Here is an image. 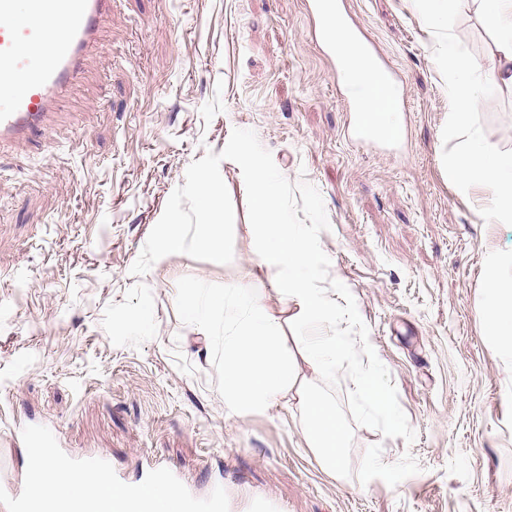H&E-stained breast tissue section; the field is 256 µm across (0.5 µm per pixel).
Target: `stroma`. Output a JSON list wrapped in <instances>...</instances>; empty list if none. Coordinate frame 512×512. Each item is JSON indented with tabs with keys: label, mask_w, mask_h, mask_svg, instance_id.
Wrapping results in <instances>:
<instances>
[{
	"label": "stroma",
	"mask_w": 512,
	"mask_h": 512,
	"mask_svg": "<svg viewBox=\"0 0 512 512\" xmlns=\"http://www.w3.org/2000/svg\"><path fill=\"white\" fill-rule=\"evenodd\" d=\"M396 71L401 147L352 148L336 65L307 0H116L82 81L50 130L0 151V512L31 485L13 429L42 430L113 482L147 461L224 512H512V355L484 330L486 258L512 257V224L489 222L484 190L460 193L448 160L471 135L512 151V89L467 125L448 124L442 44L486 63L495 33L479 0H448L433 26L421 0H344ZM253 130L292 183L321 194L329 276L352 293L417 437L354 426L353 475L309 448L302 384L319 381L294 334L295 380L261 412L229 411L211 344L175 309L176 283H244L282 302L256 254L240 167L220 164L235 211L227 264L171 254L130 268L186 169ZM385 465L368 470L372 458Z\"/></svg>",
	"instance_id": "35a3bbf8"
}]
</instances>
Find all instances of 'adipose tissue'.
Listing matches in <instances>:
<instances>
[{
	"label": "adipose tissue",
	"instance_id": "obj_1",
	"mask_svg": "<svg viewBox=\"0 0 512 512\" xmlns=\"http://www.w3.org/2000/svg\"><path fill=\"white\" fill-rule=\"evenodd\" d=\"M496 26V51L490 61L478 66L467 60L455 44L443 49L448 63V96L452 104L449 120L463 125L474 107L488 102L490 87H512V0H481ZM352 81L361 89L359 110L366 123L386 133L397 128L396 100L384 90L376 70L363 48L341 26H334ZM462 192L474 185L485 187L492 198L494 223L512 224V153L492 151L480 139H473L466 152L448 168ZM498 255H490L485 279L484 312L490 331L504 349L512 352V275ZM39 512H99L101 503L118 498L119 490L107 473L83 474L53 449H39L31 462Z\"/></svg>",
	"mask_w": 512,
	"mask_h": 512
}]
</instances>
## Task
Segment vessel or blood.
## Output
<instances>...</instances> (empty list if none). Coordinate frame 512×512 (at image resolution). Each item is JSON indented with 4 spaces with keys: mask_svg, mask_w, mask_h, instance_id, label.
Here are the masks:
<instances>
[{
    "mask_svg": "<svg viewBox=\"0 0 512 512\" xmlns=\"http://www.w3.org/2000/svg\"><path fill=\"white\" fill-rule=\"evenodd\" d=\"M114 0H0V78L16 89L0 98V146L25 143L44 135L60 97L80 78L97 34L112 16ZM321 41L336 63V76L349 102L359 90L349 81L348 67L329 28ZM349 141L358 147L385 143L382 131L355 119L347 125ZM173 489L179 512H224V493L214 489L196 498L179 489L174 471L154 469L145 481L122 486V497L144 505L149 488Z\"/></svg>",
    "mask_w": 512,
    "mask_h": 512,
    "instance_id": "b4317fda",
    "label": "vessel or blood"
}]
</instances>
